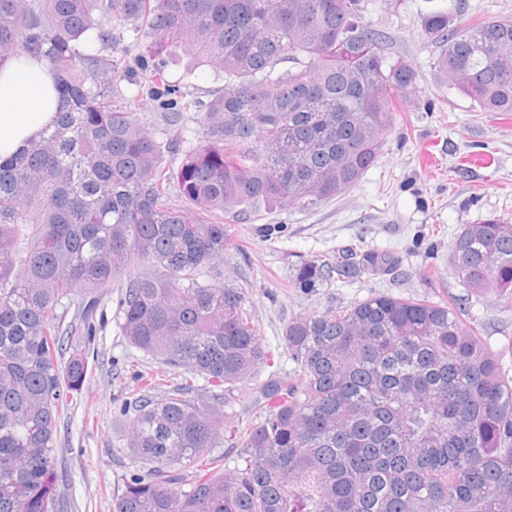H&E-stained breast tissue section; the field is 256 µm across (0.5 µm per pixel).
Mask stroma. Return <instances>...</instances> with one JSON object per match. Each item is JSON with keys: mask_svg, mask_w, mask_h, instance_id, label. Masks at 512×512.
I'll list each match as a JSON object with an SVG mask.
<instances>
[{"mask_svg": "<svg viewBox=\"0 0 512 512\" xmlns=\"http://www.w3.org/2000/svg\"><path fill=\"white\" fill-rule=\"evenodd\" d=\"M448 0H363L367 25L383 34L389 57L403 59L416 73L408 96L377 161L344 194L303 209L258 203L244 219L228 224L223 281L248 291L261 339L274 358L227 411L229 422L252 416L259 381L270 371L290 369L282 341L293 317L368 298L378 291L408 297L459 298L471 318L483 323L484 340L512 365V308L491 293L478 294L459 281L448 263L449 248L466 225L488 216L512 222V113L483 112L445 83L435 66L439 48L422 31V19ZM170 73L193 97L209 100L224 76L209 67L190 68L175 56ZM484 154L485 168L463 164ZM353 247L391 255L395 270L331 289L299 291L291 286L296 267ZM104 320L89 348V371L81 399L57 425L59 488L68 512H112L121 479L137 470L121 454L131 420L119 407L122 395L109 382L111 371L132 377L152 360L131 347L114 320L115 297L103 298Z\"/></svg>", "mask_w": 512, "mask_h": 512, "instance_id": "35a3bbf8", "label": "stroma"}]
</instances>
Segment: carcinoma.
<instances>
[{
	"label": "carcinoma",
	"mask_w": 512,
	"mask_h": 512,
	"mask_svg": "<svg viewBox=\"0 0 512 512\" xmlns=\"http://www.w3.org/2000/svg\"><path fill=\"white\" fill-rule=\"evenodd\" d=\"M454 12L422 20L437 69L480 111L512 112V19ZM141 32L145 85L167 125L197 113L192 142L145 132L140 92L121 88L115 53ZM170 46L224 72V90L190 97L168 77ZM17 55L45 62L65 106L0 158V512H64L57 424L88 374L70 341L114 287L123 336L156 367L136 388L111 377L132 418L122 452L148 464L113 512H512V368L454 300L378 292L293 318L292 368L262 383L254 420L224 421L270 361L247 289L213 282L224 218L352 188L416 84L361 0H0V59ZM448 261L512 308L511 222L467 226ZM394 266L346 248L300 264L291 286Z\"/></svg>",
	"instance_id": "carcinoma-1"
}]
</instances>
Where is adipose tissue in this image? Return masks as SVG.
Returning <instances> with one entry per match:
<instances>
[{
	"label": "adipose tissue",
	"instance_id": "1",
	"mask_svg": "<svg viewBox=\"0 0 512 512\" xmlns=\"http://www.w3.org/2000/svg\"><path fill=\"white\" fill-rule=\"evenodd\" d=\"M59 110L54 79L42 61L13 56L0 61V157L39 138Z\"/></svg>",
	"mask_w": 512,
	"mask_h": 512
}]
</instances>
